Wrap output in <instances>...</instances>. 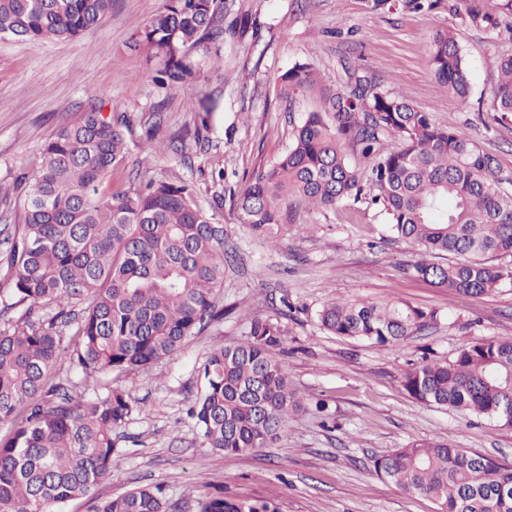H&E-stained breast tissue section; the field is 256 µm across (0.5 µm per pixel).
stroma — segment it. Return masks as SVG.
<instances>
[{
	"label": "stroma",
	"mask_w": 512,
	"mask_h": 512,
	"mask_svg": "<svg viewBox=\"0 0 512 512\" xmlns=\"http://www.w3.org/2000/svg\"><path fill=\"white\" fill-rule=\"evenodd\" d=\"M162 0H114L105 25L81 41L0 40V185L39 162L59 126L91 105H120L134 129L163 120L165 150L131 143L125 167L113 170L112 191L136 173L193 182L202 208L230 195L258 167L277 159L317 102L306 91L285 96L280 77L295 63L313 65L328 85H342L346 68L401 92L443 128H468L502 174L512 176V117L491 109L497 80L493 60L512 54V41L458 23L447 5L425 13L373 14L362 0H224V19L249 16L252 26L226 37L224 57L200 81L180 91L156 85L154 65L134 34ZM455 27L469 63L471 92L460 106L435 78L424 45L437 29ZM218 103L203 142L174 136L193 127L203 94ZM223 167L224 181L211 172ZM224 227L229 259L216 299L223 321L191 337L148 373H70L85 396L105 383L128 390L145 406L121 429L123 455L115 473L89 496L59 512H95L100 501L142 486H159L175 512H198L206 493L223 489L243 500H272L280 512H436L431 499L409 495L373 473L391 449L439 438L512 464V428L487 418L422 404L402 376L422 360L452 358L484 338L512 336V282L490 295L467 297L436 288L407 271L415 246L394 238L387 218L368 198L333 209L299 211V230L269 243L237 224L231 208L214 214ZM384 304L407 301L439 310L438 325L392 349L323 330L317 314L331 298ZM256 318L279 321L280 357L301 398L275 443L246 454L203 447L187 409L197 394L196 369L213 347L241 342Z\"/></svg>",
	"instance_id": "35a3bbf8"
}]
</instances>
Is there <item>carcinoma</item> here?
<instances>
[{
    "label": "carcinoma",
    "mask_w": 512,
    "mask_h": 512,
    "mask_svg": "<svg viewBox=\"0 0 512 512\" xmlns=\"http://www.w3.org/2000/svg\"><path fill=\"white\" fill-rule=\"evenodd\" d=\"M440 0H363L371 13L431 11ZM112 13V0H0V40L81 39ZM448 13L475 28L512 40V24L482 11L479 0H448ZM224 0H163L137 33V43L160 59L154 80L180 89L200 78L194 52L219 53L225 35ZM436 79L468 104L470 70L454 29H439L426 46ZM492 109L512 115V54L494 59ZM287 96L317 93L318 108L294 130L288 149L254 170L232 196L237 223L274 239L291 228L296 209L324 210L358 200L362 181L388 215L395 238L419 250L412 273L437 288L471 297L512 281V267L488 258L512 257V177L503 176L465 130L437 126L430 114L397 91L359 79L321 85L307 62L281 77ZM127 113L113 105L64 124L47 141L39 166L16 179L22 223L5 238L3 263L11 287L0 291V512H53L88 494L119 466L115 433L141 412L119 387L76 398V384H49L69 360L86 377L101 371L146 373L208 325L224 319L214 301L224 284V225L197 202L183 180L144 176L129 191L99 187L128 160ZM370 161L362 174L348 160ZM462 260L441 265L432 257ZM40 305L51 315L15 321L9 312ZM321 327L339 336L394 347L431 327L438 313L403 301L383 305L331 300ZM279 323L254 319L242 342L209 352L197 369L198 395L188 414L201 444L245 453L276 441L301 407L277 350ZM417 401L512 427V337L479 339L449 361H426L406 371ZM374 472L402 491L433 499L437 512H512V467L446 441L410 442L374 460ZM200 512H279L269 501L217 492ZM156 487L133 488L96 512H172Z\"/></svg>",
    "instance_id": "carcinoma-1"
}]
</instances>
